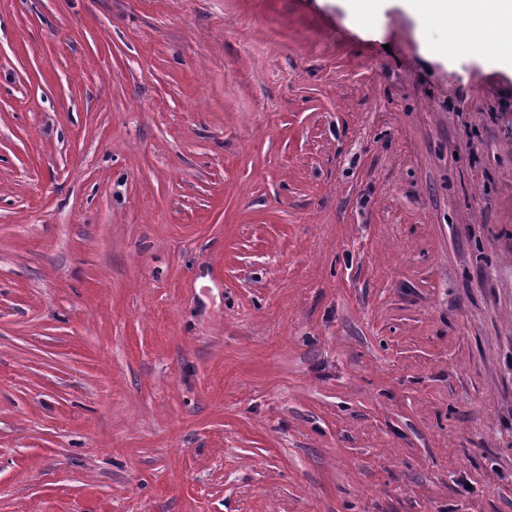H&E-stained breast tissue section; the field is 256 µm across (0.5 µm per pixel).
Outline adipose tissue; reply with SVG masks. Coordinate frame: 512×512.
<instances>
[{
  "instance_id": "adipose-tissue-1",
  "label": "adipose tissue",
  "mask_w": 512,
  "mask_h": 512,
  "mask_svg": "<svg viewBox=\"0 0 512 512\" xmlns=\"http://www.w3.org/2000/svg\"><path fill=\"white\" fill-rule=\"evenodd\" d=\"M408 12L418 19L443 24L447 38L429 46L430 55L454 58L467 51L480 61L500 67H512V55L492 51L488 34L512 43V0H402Z\"/></svg>"
}]
</instances>
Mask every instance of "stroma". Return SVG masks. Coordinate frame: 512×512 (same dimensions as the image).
Returning <instances> with one entry per match:
<instances>
[{
	"mask_svg": "<svg viewBox=\"0 0 512 512\" xmlns=\"http://www.w3.org/2000/svg\"><path fill=\"white\" fill-rule=\"evenodd\" d=\"M400 0H0V512H512V72Z\"/></svg>",
	"mask_w": 512,
	"mask_h": 512,
	"instance_id": "35a3bbf8",
	"label": "stroma"
}]
</instances>
